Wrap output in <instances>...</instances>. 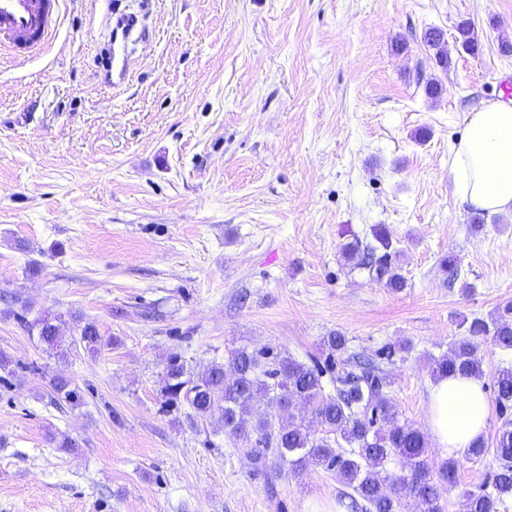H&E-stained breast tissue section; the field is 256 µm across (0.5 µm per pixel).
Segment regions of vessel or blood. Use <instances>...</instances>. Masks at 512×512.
<instances>
[{"mask_svg": "<svg viewBox=\"0 0 512 512\" xmlns=\"http://www.w3.org/2000/svg\"><path fill=\"white\" fill-rule=\"evenodd\" d=\"M56 0H0V44L20 54H37L51 28ZM146 13L113 7L105 16L108 40L101 58L104 86H121L130 73L131 59L147 32Z\"/></svg>", "mask_w": 512, "mask_h": 512, "instance_id": "1", "label": "vessel or blood"}]
</instances>
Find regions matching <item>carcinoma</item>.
<instances>
[{
    "instance_id": "1",
    "label": "carcinoma",
    "mask_w": 512,
    "mask_h": 512,
    "mask_svg": "<svg viewBox=\"0 0 512 512\" xmlns=\"http://www.w3.org/2000/svg\"><path fill=\"white\" fill-rule=\"evenodd\" d=\"M374 242L359 240L343 248L347 260L367 271L371 280L400 290L406 281L396 272L397 250L386 232L378 228ZM79 321V343L95 353L103 337L92 322ZM31 332L56 350L61 348L60 328L56 318L43 315L32 321L26 316ZM491 339L502 349H512V304L505 305L491 322L475 318L466 335L448 346V351L432 358L436 377L448 374L482 377L478 358L482 339ZM328 351L326 364L308 365L269 349L238 348L227 362L213 361L201 373L187 371L178 357L170 358L166 367V402L185 401L196 417L221 412L224 432L244 443L241 452L247 458L252 475L263 479L267 494L277 495V480L283 475H298L311 466H320L336 474L338 482L348 488L339 503L346 512H402L404 502L416 501L422 512H443L441 483H453L455 465L443 462L441 481L434 479L425 435L400 420L395 404L387 394L389 382L376 359L360 360L345 356L347 339L332 333L323 340ZM333 392H324L325 380ZM57 397L72 406L81 404L78 387L64 378L53 382ZM496 405L504 422L497 431L493 451L499 467L490 481L476 491L463 495V512H497V504L512 497V368L499 372L493 387ZM266 398L280 408L303 404L314 417L335 435L330 440L311 434L300 423L284 424L267 415L256 414L255 401ZM348 448H343L341 443ZM402 463L405 473L397 482H389L387 466Z\"/></svg>"
}]
</instances>
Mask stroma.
<instances>
[{
	"mask_svg": "<svg viewBox=\"0 0 512 512\" xmlns=\"http://www.w3.org/2000/svg\"><path fill=\"white\" fill-rule=\"evenodd\" d=\"M148 2L121 89L98 78L105 0H60L45 53L0 52V512H318L334 473L282 477L269 499L220 413L166 404V366L241 347L308 363L334 332L351 354L395 345L390 396L425 429L432 358L512 302V218L463 209L448 166L468 112L512 76V0ZM378 226L402 290L342 256ZM23 304L60 317L66 358ZM75 312L107 346H79ZM498 465L457 457L443 512Z\"/></svg>",
	"mask_w": 512,
	"mask_h": 512,
	"instance_id": "obj_1",
	"label": "stroma"
}]
</instances>
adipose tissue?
<instances>
[{"label":"adipose tissue","mask_w":512,"mask_h":512,"mask_svg":"<svg viewBox=\"0 0 512 512\" xmlns=\"http://www.w3.org/2000/svg\"><path fill=\"white\" fill-rule=\"evenodd\" d=\"M451 174L460 204L512 216V103L486 101L470 112ZM490 416L480 378L451 374L431 385L426 423L441 455L466 452L484 437Z\"/></svg>","instance_id":"1"}]
</instances>
